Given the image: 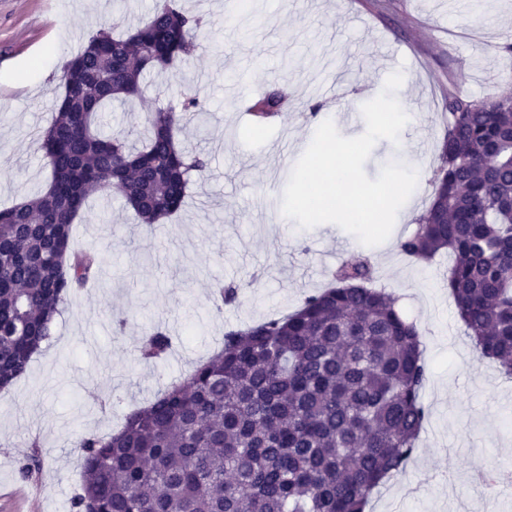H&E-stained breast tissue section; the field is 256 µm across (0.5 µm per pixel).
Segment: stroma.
Masks as SVG:
<instances>
[{
  "label": "stroma",
  "mask_w": 512,
  "mask_h": 512,
  "mask_svg": "<svg viewBox=\"0 0 512 512\" xmlns=\"http://www.w3.org/2000/svg\"><path fill=\"white\" fill-rule=\"evenodd\" d=\"M157 0H0V206L32 197L49 169L34 140L60 94L63 64L101 27L121 34L144 23ZM183 0L206 22L189 63L150 83L144 101L105 113L112 133L141 131L155 100L196 92L205 122L184 126V145L210 160L186 206L166 223H135L122 197L104 190L71 246L99 257L96 279L72 295L49 344L27 373L0 391V512H70L80 491L84 434L117 430L124 415L184 382L231 329L287 315L327 288L344 263L368 259L374 284L422 332L428 417L406 471L374 494L366 512H512V488L487 490L478 469L512 468V380L478 358L448 294V255L420 265L398 248L428 207L429 178L444 135L448 86L474 99L512 88V0ZM402 72L396 97L410 120L398 142L382 139L364 165L376 178L391 162L421 179L380 245L361 244L337 225L280 223L291 171L316 128L332 120L342 136L365 130L361 107ZM278 88L288 110L256 125L247 102ZM240 287L216 308L214 282ZM122 333H114L116 321ZM162 326L173 341L146 363L138 346ZM37 455L39 468L20 474Z\"/></svg>",
  "instance_id": "obj_1"
}]
</instances>
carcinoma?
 Here are the masks:
<instances>
[{
	"label": "carcinoma",
	"mask_w": 512,
	"mask_h": 512,
	"mask_svg": "<svg viewBox=\"0 0 512 512\" xmlns=\"http://www.w3.org/2000/svg\"><path fill=\"white\" fill-rule=\"evenodd\" d=\"M202 17L159 0L123 35L103 27L61 69V94L37 134L50 174L30 199L0 208V389L26 374L71 295L96 277L97 256L71 248L89 201L110 188L142 224L179 212L208 158L178 139L204 109L195 97L148 112L140 145L102 132L101 114L141 96L142 83L186 60ZM286 95L265 91L249 111L263 123ZM432 199L400 251L415 262L446 253L448 292L479 357L512 376V96L450 91ZM366 260L293 313L231 330L183 383L85 434L73 512H366L404 472L428 417L422 334L373 286ZM239 289L219 284L217 309ZM171 340L159 328L140 355Z\"/></svg>",
	"instance_id": "carcinoma-1"
}]
</instances>
